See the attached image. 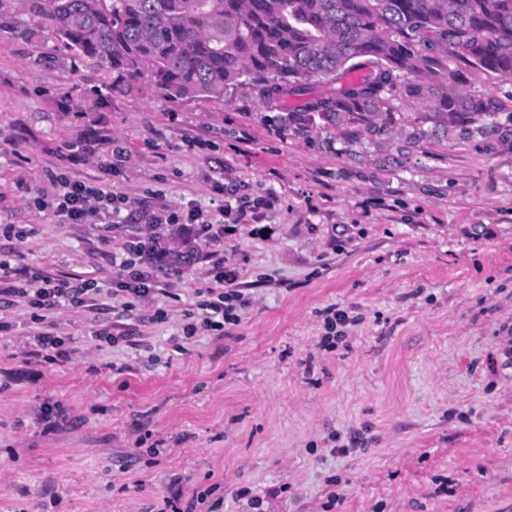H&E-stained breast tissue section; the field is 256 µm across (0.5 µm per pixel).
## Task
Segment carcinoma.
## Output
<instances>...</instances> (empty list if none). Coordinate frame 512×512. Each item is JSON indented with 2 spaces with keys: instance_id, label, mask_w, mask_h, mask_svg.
<instances>
[{
  "instance_id": "obj_1",
  "label": "carcinoma",
  "mask_w": 512,
  "mask_h": 512,
  "mask_svg": "<svg viewBox=\"0 0 512 512\" xmlns=\"http://www.w3.org/2000/svg\"><path fill=\"white\" fill-rule=\"evenodd\" d=\"M80 61L112 71L105 90L61 101L101 112L145 83L168 101L222 99L242 84L288 122L369 133L392 101H421L450 126L500 127L503 103L462 87L460 66L512 77V0H19Z\"/></svg>"
}]
</instances>
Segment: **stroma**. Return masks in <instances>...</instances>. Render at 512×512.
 <instances>
[{
    "label": "stroma",
    "mask_w": 512,
    "mask_h": 512,
    "mask_svg": "<svg viewBox=\"0 0 512 512\" xmlns=\"http://www.w3.org/2000/svg\"><path fill=\"white\" fill-rule=\"evenodd\" d=\"M111 80L0 0V257L106 291L158 213L236 232L167 234L194 249L167 295L61 311L58 361L0 296V512H512V144L407 101L378 134L298 129L249 84L60 109ZM66 181L100 182L119 216L60 223ZM218 264L240 320L185 335ZM332 307L348 321L326 347ZM350 431L363 447L334 454ZM200 219L201 216L197 213L189 214L186 224H190L193 233L205 241L224 239V234H227L230 230L229 226L222 224L223 221L212 224L208 221H199Z\"/></svg>",
    "instance_id": "stroma-1"
}]
</instances>
